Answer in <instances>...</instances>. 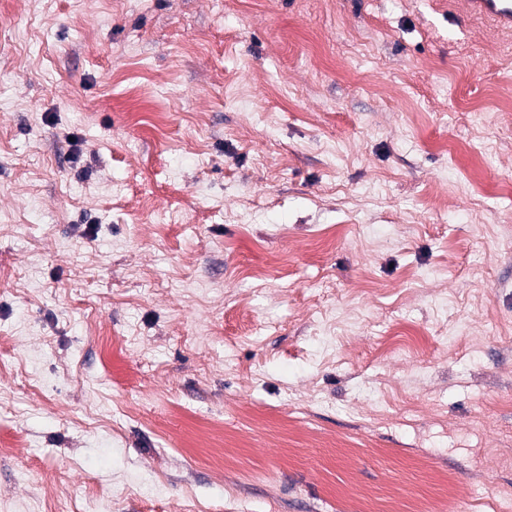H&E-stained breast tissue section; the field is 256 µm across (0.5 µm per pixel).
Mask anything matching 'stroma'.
Masks as SVG:
<instances>
[{"label": "stroma", "instance_id": "stroma-1", "mask_svg": "<svg viewBox=\"0 0 512 512\" xmlns=\"http://www.w3.org/2000/svg\"><path fill=\"white\" fill-rule=\"evenodd\" d=\"M492 44L443 0H0V512H512Z\"/></svg>", "mask_w": 512, "mask_h": 512}]
</instances>
